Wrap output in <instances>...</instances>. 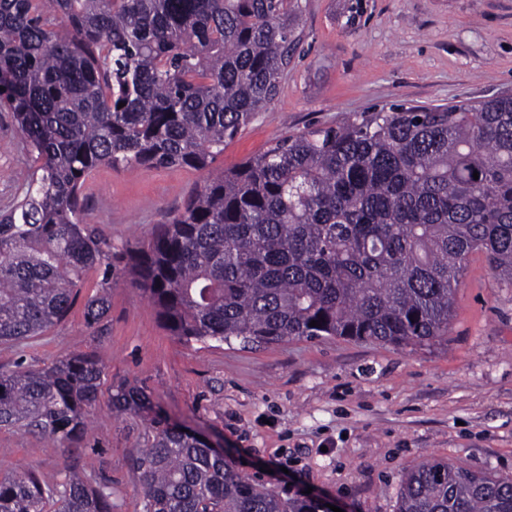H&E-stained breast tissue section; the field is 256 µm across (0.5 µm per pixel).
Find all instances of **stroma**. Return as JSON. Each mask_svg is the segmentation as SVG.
I'll list each match as a JSON object with an SVG mask.
<instances>
[{"mask_svg": "<svg viewBox=\"0 0 512 512\" xmlns=\"http://www.w3.org/2000/svg\"><path fill=\"white\" fill-rule=\"evenodd\" d=\"M302 38L268 111L227 143L231 168L284 135L396 105L437 106L512 93V0H303ZM30 161L10 113L0 112V210L28 180ZM206 173L99 169L84 185V219L115 253L147 245ZM91 270L64 323L0 366H43L78 352L105 358L91 409L96 428L65 457L40 437L0 429V470L33 468L52 482L67 464L112 484L114 512H146L133 469L145 423L113 412L117 385L145 388L154 409L222 444L257 482L311 491L342 512H396L404 473L446 460L512 476V288L484 254L469 256L443 346L395 348L338 338L202 346L172 336L122 269L111 309L87 326Z\"/></svg>", "mask_w": 512, "mask_h": 512, "instance_id": "stroma-1", "label": "stroma"}]
</instances>
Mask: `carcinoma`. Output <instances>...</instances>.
Masks as SVG:
<instances>
[{"label": "carcinoma", "instance_id": "carcinoma-1", "mask_svg": "<svg viewBox=\"0 0 512 512\" xmlns=\"http://www.w3.org/2000/svg\"><path fill=\"white\" fill-rule=\"evenodd\" d=\"M302 12V0H0V111L34 161L0 211V344L62 323L102 265L84 319L107 317L112 241L84 222L82 186L102 167L211 170L274 100ZM474 252L512 287V94L287 134L207 179L147 247L126 250L125 271L187 343L435 346ZM104 368L96 353L1 368L0 428L73 453ZM111 404L149 421L133 456L146 512H330L254 482L150 416L133 387ZM0 512H112V483L1 475ZM397 512H512V477L428 459L405 474Z\"/></svg>", "mask_w": 512, "mask_h": 512}]
</instances>
